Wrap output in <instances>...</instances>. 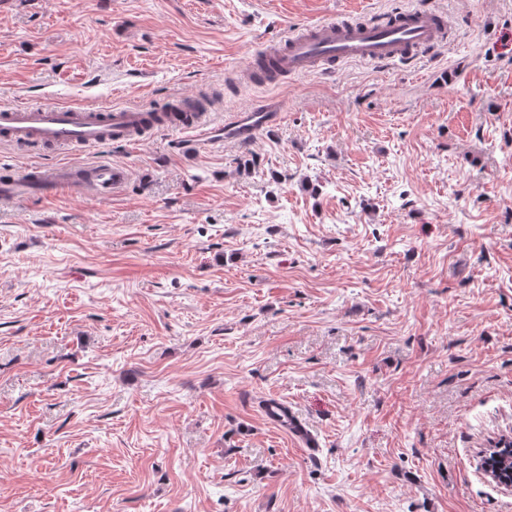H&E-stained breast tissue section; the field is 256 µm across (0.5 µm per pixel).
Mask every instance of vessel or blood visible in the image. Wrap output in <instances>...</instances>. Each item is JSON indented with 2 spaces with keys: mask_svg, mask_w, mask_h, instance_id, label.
<instances>
[{
  "mask_svg": "<svg viewBox=\"0 0 512 512\" xmlns=\"http://www.w3.org/2000/svg\"><path fill=\"white\" fill-rule=\"evenodd\" d=\"M452 31L447 14L429 5L395 9L365 19L333 18L301 25L269 42L252 55L244 69L265 70L267 80L313 73L332 74L350 62L408 66L446 44ZM280 102L262 100L216 124L207 110L192 108L186 97L174 96L156 107L118 104L109 109L59 106L34 101L0 103V142L50 150L96 148L112 143L126 148L156 133L181 134L187 148L200 147L223 131L227 140L252 139L269 125ZM129 178L127 167L109 161L82 165L30 167L0 178V201L49 196L71 187L97 199L117 194Z\"/></svg>",
  "mask_w": 512,
  "mask_h": 512,
  "instance_id": "vessel-or-blood-1",
  "label": "vessel or blood"
}]
</instances>
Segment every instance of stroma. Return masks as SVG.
Segmentation results:
<instances>
[{
    "label": "stroma",
    "instance_id": "stroma-1",
    "mask_svg": "<svg viewBox=\"0 0 512 512\" xmlns=\"http://www.w3.org/2000/svg\"><path fill=\"white\" fill-rule=\"evenodd\" d=\"M416 0H0V102L217 118L107 160L125 191L0 202V512H512V0H429L415 68L257 86L265 38ZM286 404L283 427L264 403ZM503 445L502 448H499ZM487 465L492 471H498L499 479L512 480V440L501 442L494 448L489 449L484 459V466Z\"/></svg>",
    "mask_w": 512,
    "mask_h": 512
}]
</instances>
